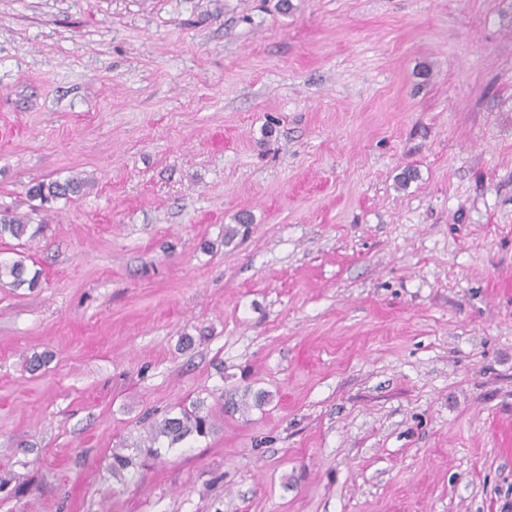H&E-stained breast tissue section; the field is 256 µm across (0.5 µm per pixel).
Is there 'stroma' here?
<instances>
[{
  "label": "stroma",
  "instance_id": "1",
  "mask_svg": "<svg viewBox=\"0 0 512 512\" xmlns=\"http://www.w3.org/2000/svg\"><path fill=\"white\" fill-rule=\"evenodd\" d=\"M290 4L0 0V512L512 506V0ZM80 187V182L74 181V179L65 182L57 180L45 182L43 180L32 185L28 189V194L31 199H39L41 204H45L78 193ZM41 277V271L33 273L23 260L2 261L0 260V286L8 284L12 288H18L27 284L28 288H36ZM9 282H4V279ZM214 431L215 422L205 411L204 401L196 400L181 407L177 415L150 423L135 448L145 457L157 459L162 455L160 448H174L191 435L205 437Z\"/></svg>",
  "mask_w": 512,
  "mask_h": 512
}]
</instances>
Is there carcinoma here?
Here are the masks:
<instances>
[{"label": "carcinoma", "instance_id": "obj_1", "mask_svg": "<svg viewBox=\"0 0 512 512\" xmlns=\"http://www.w3.org/2000/svg\"><path fill=\"white\" fill-rule=\"evenodd\" d=\"M80 191V183L74 180L60 182L39 181L28 189L32 199H38L41 203H50L57 199H63L70 194ZM29 224L24 219L11 216L7 213L0 215V239L10 237L20 239L27 234ZM41 277V271H30L22 260H0V286L7 284L13 288L28 286L37 287ZM215 431V422L209 411L205 410L204 402L193 401L189 406H183L175 416H167L160 421H154L146 427L144 435L135 447L147 458L157 459L161 457V448H173L186 440L191 435L205 437ZM137 467L136 458L126 455L122 449L112 452L111 470L115 477H122Z\"/></svg>", "mask_w": 512, "mask_h": 512}]
</instances>
